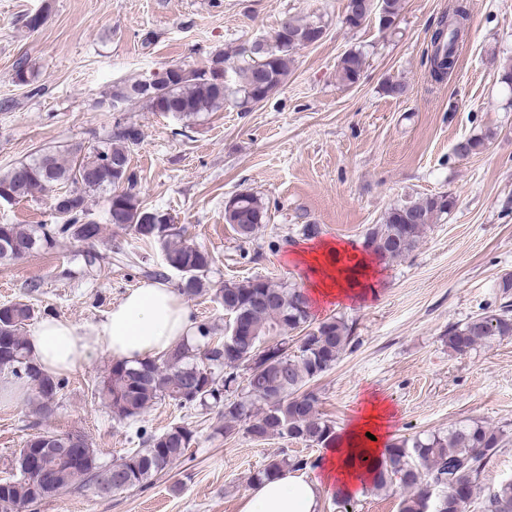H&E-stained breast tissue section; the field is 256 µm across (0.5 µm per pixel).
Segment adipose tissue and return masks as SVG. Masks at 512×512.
<instances>
[{
	"label": "adipose tissue",
	"instance_id": "ef3b65f1",
	"mask_svg": "<svg viewBox=\"0 0 512 512\" xmlns=\"http://www.w3.org/2000/svg\"><path fill=\"white\" fill-rule=\"evenodd\" d=\"M315 308L328 303L362 301L361 285L376 277L371 259L357 247L322 240L295 249ZM190 308L169 283L141 284L127 294L98 325L79 329L58 318L41 320L29 338L34 359L53 373L72 371L80 355L97 349L135 366L163 355L194 336ZM394 415L390 404L375 393L354 407L350 422L330 444L318 470L304 474L286 470L254 482L241 498L240 512H320L326 494H361L372 481Z\"/></svg>",
	"mask_w": 512,
	"mask_h": 512
}]
</instances>
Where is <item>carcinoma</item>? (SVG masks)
<instances>
[{
	"mask_svg": "<svg viewBox=\"0 0 512 512\" xmlns=\"http://www.w3.org/2000/svg\"><path fill=\"white\" fill-rule=\"evenodd\" d=\"M362 2L349 0L347 5L345 23L352 28L369 19ZM401 8V0H381L378 9L385 15L382 29L395 26ZM322 37L323 26L317 23L289 21L275 32L272 44L264 46L257 41L247 51H234L242 64L234 68L230 81L224 64L231 55L219 50L202 69L187 71L172 65L153 78L115 85L104 103L137 101L152 112H171L188 121L205 112L221 111L229 101L240 107L256 104L282 86L292 52ZM459 37L448 15L441 16L430 37L429 61L436 79L454 69ZM364 66L362 53L350 50L338 63V79L346 86L355 85ZM141 139L142 131L136 125L119 126L81 158L68 161L55 151H44L0 173V202L5 203L46 191L52 185L75 186L54 197V224H43L38 231L23 224H0V264L48 249L58 238L80 242L98 239L101 227L87 221L86 197L110 189L109 222L132 231L145 244L159 245L165 268L180 276L181 294L188 299L198 296L212 257L184 239L176 225L162 223L159 217L165 212L143 205L133 192L131 153ZM483 147L484 139L469 137L457 143L454 154L465 158ZM454 207L455 199L448 193L396 206L387 212L383 223L368 229L364 249L386 260H403L417 249L427 226ZM267 220L268 207L251 192L240 193L234 209L224 208V222L243 239L256 234ZM497 288L503 299L499 309L448 328L446 342L451 351L464 355L481 342L512 338V274L501 277ZM215 298L224 307V315L238 324L239 335L215 342L209 327L199 324L197 336L158 358L137 367L112 362L95 395L120 421L136 422L154 404L167 399L181 408H222L224 424L218 431L226 437L242 431L256 441L280 437L323 448L335 441V423L319 412L318 396L305 386L332 369L353 348V325L336 316L312 322L308 300L300 289L264 278L226 281L216 289ZM34 317L35 309L24 301L0 305V374L26 388L35 384L32 412L46 417L52 412L47 401L61 393L65 379L33 360L24 329ZM294 332L299 340L292 351L284 340H269ZM140 436L142 447L108 464L79 434L38 433L26 441L17 456L34 453L45 440L50 448H63L65 440L72 438L82 441L86 452L55 471L0 481V512H26L42 500L74 490L94 493L108 465L112 466L115 492L146 489L155 478L185 460L195 432L184 423H176L161 434L142 429ZM507 439L504 429L470 421L446 433L390 442L375 466L372 489L387 490L398 484V512H462L476 496L486 460ZM318 463L317 459L291 458L282 453L255 471L249 481L268 479L285 469L315 468ZM481 512H512V479L492 490L481 502Z\"/></svg>",
	"mask_w": 512,
	"mask_h": 512,
	"instance_id": "obj_1",
	"label": "carcinoma"
}]
</instances>
